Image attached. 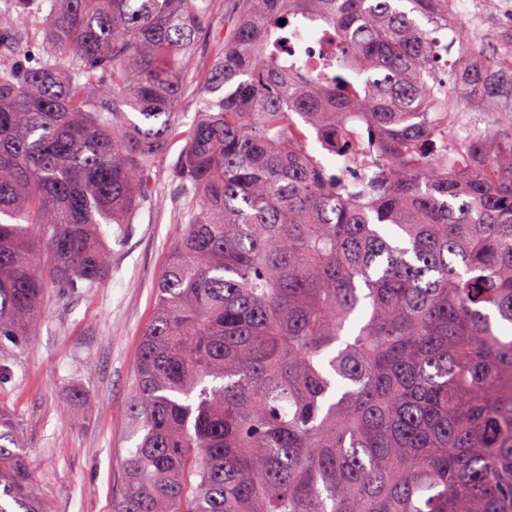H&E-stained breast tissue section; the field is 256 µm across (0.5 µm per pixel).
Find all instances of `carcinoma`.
<instances>
[{
    "instance_id": "cac0c4a2",
    "label": "carcinoma",
    "mask_w": 512,
    "mask_h": 512,
    "mask_svg": "<svg viewBox=\"0 0 512 512\" xmlns=\"http://www.w3.org/2000/svg\"><path fill=\"white\" fill-rule=\"evenodd\" d=\"M234 6L203 55L214 0H4L0 336L106 277L183 140L113 512H512V33L485 54L451 0ZM42 12L26 65L12 18ZM30 483L0 411V512H42ZM197 81H198V79L196 78L194 73H190L187 76V78H186L187 91L181 98L179 105H178V110H179V112L183 113V115H184L183 120L185 122H190L193 119L194 115L196 114L197 108H198L199 96H198L197 90H196V87L198 84Z\"/></svg>"
}]
</instances>
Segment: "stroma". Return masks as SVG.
<instances>
[{
    "label": "stroma",
    "instance_id": "stroma-1",
    "mask_svg": "<svg viewBox=\"0 0 512 512\" xmlns=\"http://www.w3.org/2000/svg\"><path fill=\"white\" fill-rule=\"evenodd\" d=\"M454 12L493 52L502 33L483 0H454ZM183 147L173 142L157 162L156 190L126 236L112 243L108 276L92 288L50 289L36 334L23 346L0 339L12 373L0 381V409L14 417L32 466V490L44 512H112L123 463L137 440L128 427L139 337L154 305V287L181 226V201L169 166ZM85 393L73 422L70 395Z\"/></svg>",
    "mask_w": 512,
    "mask_h": 512
}]
</instances>
